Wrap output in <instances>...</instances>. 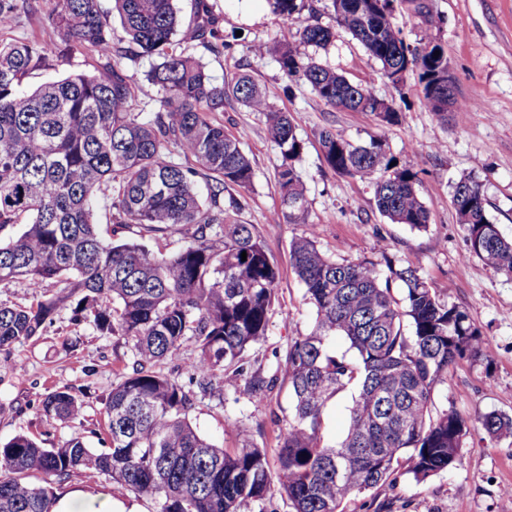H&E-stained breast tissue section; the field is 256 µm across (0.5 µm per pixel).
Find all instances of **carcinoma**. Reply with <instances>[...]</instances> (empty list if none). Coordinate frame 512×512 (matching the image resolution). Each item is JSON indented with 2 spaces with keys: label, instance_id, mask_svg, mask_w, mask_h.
Instances as JSON below:
<instances>
[{
  "label": "carcinoma",
  "instance_id": "carcinoma-1",
  "mask_svg": "<svg viewBox=\"0 0 512 512\" xmlns=\"http://www.w3.org/2000/svg\"><path fill=\"white\" fill-rule=\"evenodd\" d=\"M43 2L0 0V30L42 18L60 36L59 57L93 49L101 62L94 74H73L22 95V78L45 62L47 48L35 38L0 39V282L25 276L35 288L27 306L0 303V351L42 335L69 308L74 321L132 343L136 360L104 402L102 447H89L80 434L52 448L26 434L0 443V512H52L56 496L32 478L61 482L75 474L103 475L152 501L156 512H243L275 490L294 512H343L347 499L394 484L403 463L417 482L455 468L473 424L491 440L512 436L506 414L471 420L436 406L434 391L448 370L485 357L468 314L443 302L415 268L387 257L385 272L371 259H331L311 233L290 246L315 325L293 339L282 365L292 407L277 436L275 463L248 429L231 450L203 437L188 418L196 393L211 395L246 376L254 393L267 388L249 375L245 353L267 336L279 278L254 226L240 220L243 203L234 192L251 186V162L240 138L210 114L234 99L266 115L268 136L283 156L277 184L279 218L287 224L305 222L296 167L304 142L253 75L239 72L217 84L200 60L177 49L179 33L202 42L217 38L207 0H196L189 30L174 0H113L129 41L157 58L148 78L161 97L148 120L100 0H53L47 11ZM269 2L284 24L299 21L303 0ZM332 8L336 26L363 45L393 84L415 69L431 111L444 119L450 106L460 117L473 112L448 94V57L427 5H417L424 29L413 45L392 20V0H332ZM297 34L299 43L319 48L334 36L319 24ZM277 62L288 80L307 83L336 109L373 112L385 125L398 121L393 104L290 44ZM317 138L330 169L374 180L381 215L418 231L426 227L413 161H396L379 136L354 144L323 127ZM200 179L205 197L197 191ZM101 198L112 212L110 235L93 219ZM452 203L467 231L468 256L511 277L512 239L490 221L483 184L460 179ZM133 225L177 232L184 244L163 252L113 238ZM49 280L62 290L39 291ZM338 336L349 342L351 356L331 349ZM187 344L198 360L185 385L160 364ZM346 393L348 431L331 443L325 411ZM39 406L60 421L83 411L81 400L60 390L46 391Z\"/></svg>",
  "mask_w": 512,
  "mask_h": 512
}]
</instances>
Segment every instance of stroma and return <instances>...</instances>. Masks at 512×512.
<instances>
[{"mask_svg": "<svg viewBox=\"0 0 512 512\" xmlns=\"http://www.w3.org/2000/svg\"><path fill=\"white\" fill-rule=\"evenodd\" d=\"M218 19L216 45L187 40L181 47L200 59L216 81L231 79L240 70L253 72L265 85L275 108L290 112L304 151L297 167L308 205L303 224H279L276 174L283 161L280 148L267 136L266 116L227 100L215 113L227 132H245L244 150L254 168L252 186L240 194L241 219L254 225L279 268L277 299L270 313L264 342L248 350L251 371L276 382L264 395L250 393L244 379L221 395H196L189 418L197 430L233 448L236 430L249 424L253 441L275 452L277 436L288 425V385L280 380V366L293 338L309 333L314 313L290 264L292 239L316 234L321 251L334 259L392 261L416 267L439 297L465 310L479 330L485 359L459 361L438 385V407H455L474 417L496 411L512 416V277L498 273L475 258H466V229L451 203L453 185L471 176L484 185L488 216L512 238V0H428L442 20L438 36L445 48L452 90L458 101L485 104L484 119L463 122L456 115L440 119L426 105L415 72L394 85L380 64L344 30H337L324 48L302 46L313 57L343 74L350 82L371 89L394 103L399 120L387 133V148L400 157L417 154L419 191L429 212L426 230L391 223L375 206L373 187L357 177L328 168L316 140L320 128L358 144L368 143L380 130L370 112L341 111L327 105L302 82H288L272 54L259 58L258 43L276 48L294 41V29L283 26L268 0H207ZM14 36L42 41L49 50L45 66L31 71L21 89L57 81L71 73H91L97 54L78 50L67 59L55 53L58 38L38 21L22 22ZM125 66L134 77L137 104L156 108L160 92L147 78L153 60L125 47ZM135 361L131 343L118 336L100 335L87 323H76L72 312L60 310L53 326L41 336L0 354V442L20 433L34 435L44 447L82 434L90 447L103 417V403L121 373ZM71 390L84 402L79 422H63L43 415L38 402L46 390ZM461 464L425 482L404 473L396 484L373 495H360L343 504L344 512H512L502 490L512 486V439L489 441L483 432L468 435L460 449ZM38 485L55 494L81 491L100 503L111 501L114 512H155L152 502L112 489L105 478L78 474L63 482L38 476Z\"/></svg>", "mask_w": 512, "mask_h": 512, "instance_id": "35a3bbf8", "label": "stroma"}]
</instances>
